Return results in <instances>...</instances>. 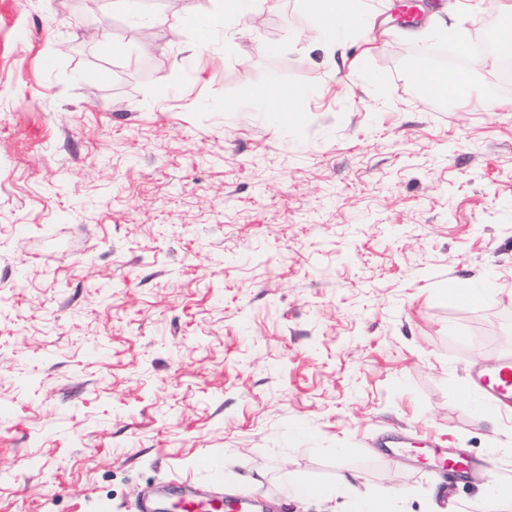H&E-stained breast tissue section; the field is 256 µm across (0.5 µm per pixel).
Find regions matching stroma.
I'll list each match as a JSON object with an SVG mask.
<instances>
[{
  "instance_id": "35a3bbf8",
  "label": "stroma",
  "mask_w": 512,
  "mask_h": 512,
  "mask_svg": "<svg viewBox=\"0 0 512 512\" xmlns=\"http://www.w3.org/2000/svg\"><path fill=\"white\" fill-rule=\"evenodd\" d=\"M142 38L103 0H0V512H140L162 484L269 512H512V416L464 393L512 353V81L466 56L512 0H419L480 92L412 80L397 0L330 43L311 0H175ZM302 95L286 121L266 98ZM476 286L477 299L449 284ZM493 470L448 481L384 439ZM263 472L262 486L250 484Z\"/></svg>"
}]
</instances>
